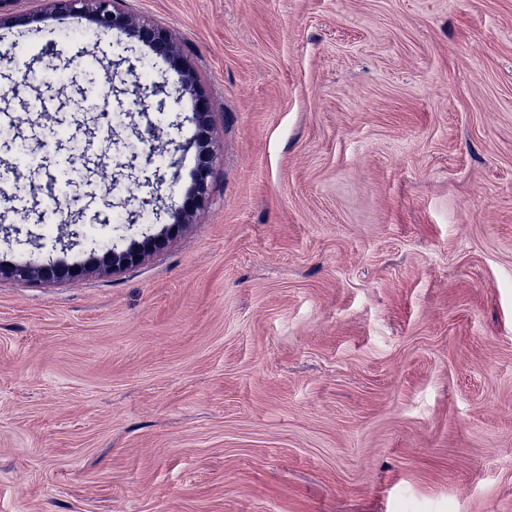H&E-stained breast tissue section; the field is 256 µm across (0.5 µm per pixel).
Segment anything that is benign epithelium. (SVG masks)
I'll use <instances>...</instances> for the list:
<instances>
[{"label": "benign epithelium", "mask_w": 512, "mask_h": 512, "mask_svg": "<svg viewBox=\"0 0 512 512\" xmlns=\"http://www.w3.org/2000/svg\"><path fill=\"white\" fill-rule=\"evenodd\" d=\"M59 14H83L95 24L102 33L112 30L125 32L137 42L146 45L169 61L180 75L178 93L190 94L194 99L192 113L185 120L195 126L194 141L198 148L196 166L193 171V189L182 205L172 208L174 226L185 224L206 201L209 178L212 174L215 153L213 150L210 126L211 103L208 97L195 87L191 69L180 55L179 48L170 33L149 23L140 22L124 13L112 3V0H51ZM165 242L163 236H146L141 242H132L122 251L116 248L105 250L100 263L92 266H68L63 264L0 263V276L16 279H39L42 281L76 280L82 275L95 271H118L140 263L151 251L160 248Z\"/></svg>", "instance_id": "1"}]
</instances>
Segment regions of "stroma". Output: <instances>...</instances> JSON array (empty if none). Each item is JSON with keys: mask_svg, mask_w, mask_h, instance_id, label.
I'll return each instance as SVG.
<instances>
[{"mask_svg": "<svg viewBox=\"0 0 512 512\" xmlns=\"http://www.w3.org/2000/svg\"><path fill=\"white\" fill-rule=\"evenodd\" d=\"M115 5L210 99L207 201L138 265L0 277V512H512V0ZM10 11L48 81L0 67V109L61 137L30 169L0 140V259L158 233L191 95L124 33ZM72 158L71 248L42 210Z\"/></svg>", "mask_w": 512, "mask_h": 512, "instance_id": "1", "label": "stroma"}]
</instances>
